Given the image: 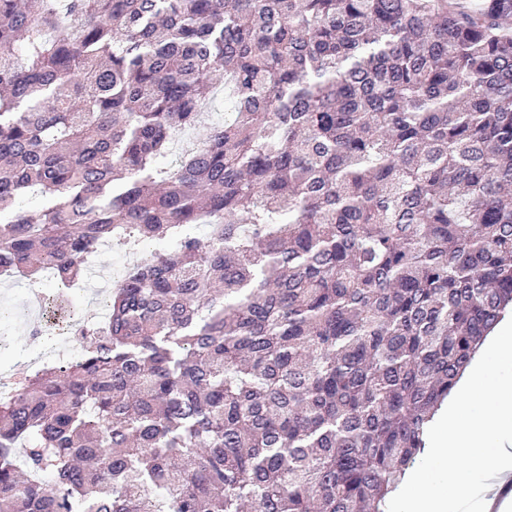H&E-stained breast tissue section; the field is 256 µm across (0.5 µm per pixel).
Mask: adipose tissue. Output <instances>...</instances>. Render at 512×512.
Listing matches in <instances>:
<instances>
[{"label":"adipose tissue","instance_id":"1","mask_svg":"<svg viewBox=\"0 0 512 512\" xmlns=\"http://www.w3.org/2000/svg\"><path fill=\"white\" fill-rule=\"evenodd\" d=\"M483 378L484 369L479 365L463 378L448 405L447 434L430 440V454L454 459L443 474L446 492L431 487V470L419 469L403 491L406 512H457V503L463 498L475 501L477 512H512L511 499L488 498L485 490L469 482L470 474L477 470L502 482L512 479V380L496 385L486 405L476 408L465 396Z\"/></svg>","mask_w":512,"mask_h":512}]
</instances>
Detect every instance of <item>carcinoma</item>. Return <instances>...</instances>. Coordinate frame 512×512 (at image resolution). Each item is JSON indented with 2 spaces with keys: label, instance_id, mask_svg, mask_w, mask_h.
Returning <instances> with one entry per match:
<instances>
[{
  "label": "carcinoma",
  "instance_id": "carcinoma-1",
  "mask_svg": "<svg viewBox=\"0 0 512 512\" xmlns=\"http://www.w3.org/2000/svg\"><path fill=\"white\" fill-rule=\"evenodd\" d=\"M511 22L0 0V267L76 282L93 242L176 243L79 360L0 393V512H385L512 310ZM213 89L224 122L161 167Z\"/></svg>",
  "mask_w": 512,
  "mask_h": 512
}]
</instances>
